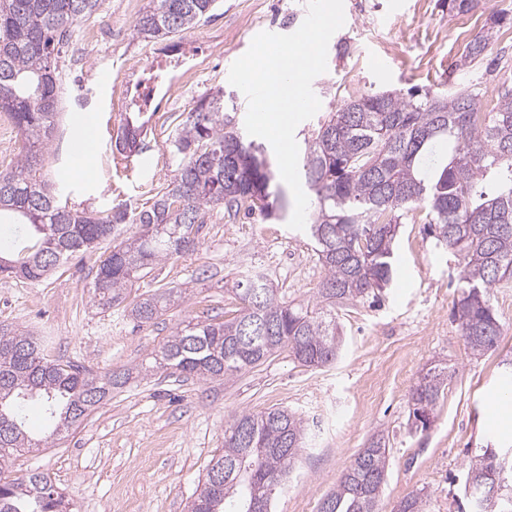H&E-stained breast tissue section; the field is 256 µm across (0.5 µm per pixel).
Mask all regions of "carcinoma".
<instances>
[{
    "label": "carcinoma",
    "mask_w": 512,
    "mask_h": 512,
    "mask_svg": "<svg viewBox=\"0 0 512 512\" xmlns=\"http://www.w3.org/2000/svg\"><path fill=\"white\" fill-rule=\"evenodd\" d=\"M104 0H0V112L23 143L17 161L0 170V217L15 216L33 233L19 239L0 275L38 280L77 254L112 236L120 224L137 235L112 246L98 266L95 302L102 309L127 303L140 324L165 314L172 290L128 300L135 283L168 257L195 249L198 225L210 209H244L266 218L283 206L264 146L239 128L235 108L218 89L188 113L174 143L179 162L173 181L139 212L117 205L94 212L63 203L41 176L59 120L60 59L72 27L97 14ZM216 0H150L132 36L165 39L195 28ZM512 16L494 14L484 34L459 60L478 59ZM482 92L446 96L411 88L405 93L356 94L329 113L307 143L299 171L314 194L310 236L326 276L314 306L294 305L261 273L237 289L240 307L225 321H189L151 354L154 368L199 380L230 379L286 350L303 366L332 365L343 337L336 307L376 297L395 274L400 224L426 211L427 231L461 261L460 297L452 309L472 354L497 347L502 325L490 290L512 281V84L496 105L479 112ZM139 366L94 375L50 360L28 332L0 325V460L33 447L18 408L29 399L44 406L51 439L78 426ZM448 369H429L412 389V416L436 411ZM307 426L285 408L241 411L224 428V450L211 460L189 512H249L255 499L272 512L274 496L306 445ZM482 448L470 459L468 479L479 486L504 450ZM389 449L374 439L322 500L318 512H380ZM51 480L33 472L13 476L0 465V512H62ZM400 512H425L410 494Z\"/></svg>",
    "instance_id": "cac0c4a2"
}]
</instances>
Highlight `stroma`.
<instances>
[{"mask_svg":"<svg viewBox=\"0 0 512 512\" xmlns=\"http://www.w3.org/2000/svg\"><path fill=\"white\" fill-rule=\"evenodd\" d=\"M148 2L105 0L86 26L111 29V37L88 43L84 26H75L60 61L65 108L45 168L53 182L71 187L72 204L97 211L151 205L174 176L173 140L182 119L219 88L245 118L248 101L228 82L231 64L259 32L290 34L305 18L303 0H217L209 18L179 37L201 49L203 64L172 75L171 96L154 113L139 149L118 154L111 142L125 111L115 78L148 66L150 50L164 46L131 35ZM503 11L512 14V0H481L467 14L449 12L444 0H344L345 24L329 41L326 72L312 83L321 108L298 125V145L315 138L329 112L351 94L416 86L445 95L478 87L484 100H496L498 88L512 79V27L501 26L471 66L458 60L489 17ZM88 117L96 147L79 171L72 148ZM293 209L289 197L268 220L256 212L233 219L220 208L208 212L195 250L159 261L133 289L137 295L180 291L152 325L137 326L123 307L104 312L93 305L91 287L112 249L108 242L36 282L0 277V323L47 337L51 359L104 373L148 360L184 321L232 318L237 283L251 271L265 274L285 299L315 303L325 270L309 233L288 228ZM459 272L457 257L437 249L421 216H414L400 227L394 281L381 302L337 307L344 343L336 364L304 367L281 352L229 380L185 381L155 370L132 378L48 445L42 404L29 400L21 413L41 445L9 467L20 475H49L64 512H186L224 446L226 422L243 410L284 407L305 419L309 447L286 492L277 495L275 512H317L354 455L377 435L390 450L383 512L412 492L424 494L427 512H461L476 448L491 436L512 442V426L493 417L495 407L512 403L500 390L499 367L512 356V283L491 292L502 324L498 348L475 356L451 317ZM434 365L448 367L452 377L422 429L410 415L409 395Z\"/></svg>","mask_w":512,"mask_h":512,"instance_id":"stroma-1","label":"stroma"}]
</instances>
